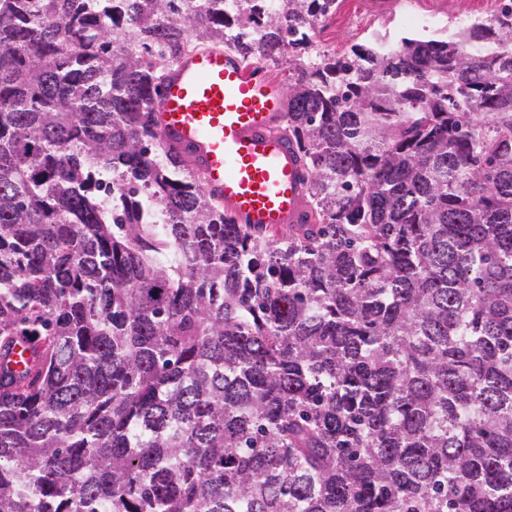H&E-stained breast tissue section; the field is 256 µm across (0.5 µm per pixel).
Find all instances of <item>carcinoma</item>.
Segmentation results:
<instances>
[{
  "instance_id": "obj_1",
  "label": "carcinoma",
  "mask_w": 512,
  "mask_h": 512,
  "mask_svg": "<svg viewBox=\"0 0 512 512\" xmlns=\"http://www.w3.org/2000/svg\"><path fill=\"white\" fill-rule=\"evenodd\" d=\"M337 0H0V512H512V0L312 51ZM288 68L311 223L153 115Z\"/></svg>"
}]
</instances>
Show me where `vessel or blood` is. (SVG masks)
Listing matches in <instances>:
<instances>
[{
    "mask_svg": "<svg viewBox=\"0 0 512 512\" xmlns=\"http://www.w3.org/2000/svg\"><path fill=\"white\" fill-rule=\"evenodd\" d=\"M155 119L239 223L269 233L306 223L299 152L281 131L285 100L264 69L223 50L190 54L164 79Z\"/></svg>",
    "mask_w": 512,
    "mask_h": 512,
    "instance_id": "obj_1",
    "label": "vessel or blood"
}]
</instances>
